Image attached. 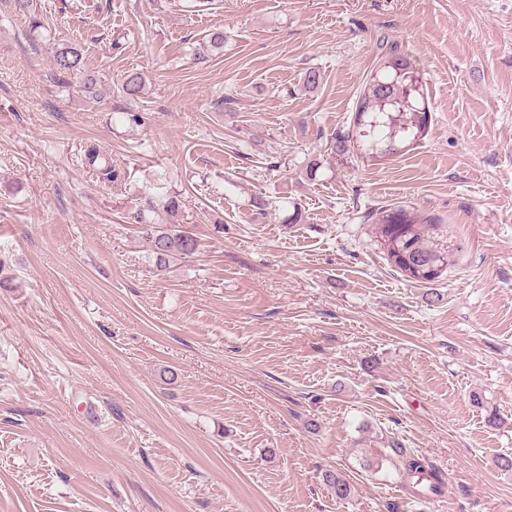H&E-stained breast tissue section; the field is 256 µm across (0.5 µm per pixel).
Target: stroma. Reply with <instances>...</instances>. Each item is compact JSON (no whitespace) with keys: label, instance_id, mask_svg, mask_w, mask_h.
<instances>
[{"label":"stroma","instance_id":"35a3bbf8","mask_svg":"<svg viewBox=\"0 0 512 512\" xmlns=\"http://www.w3.org/2000/svg\"><path fill=\"white\" fill-rule=\"evenodd\" d=\"M34 7L0 0V512H512V0ZM65 42L96 98L59 81ZM391 50L426 136L337 155ZM171 196L199 248L160 272L132 215ZM397 205L448 228L438 302L372 233ZM394 441L443 494L368 468ZM86 158L88 159V164L96 168L100 179L102 178L104 181L108 182L116 181L118 172L112 165L111 158L104 154L100 155L99 150L94 146L87 150Z\"/></svg>","mask_w":512,"mask_h":512}]
</instances>
